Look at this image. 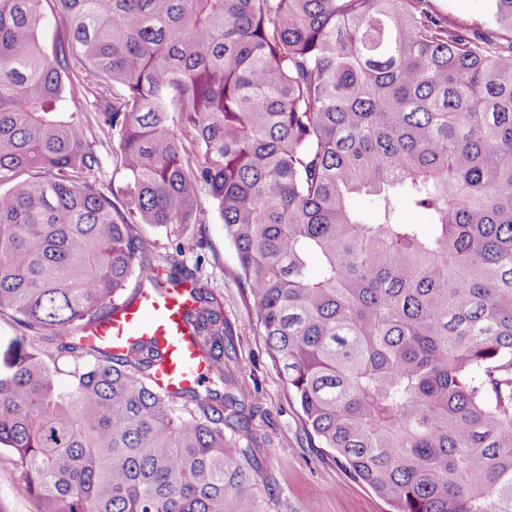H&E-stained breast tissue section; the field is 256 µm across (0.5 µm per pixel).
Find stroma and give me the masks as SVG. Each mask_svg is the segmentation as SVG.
Instances as JSON below:
<instances>
[{
  "instance_id": "stroma-1",
  "label": "stroma",
  "mask_w": 512,
  "mask_h": 512,
  "mask_svg": "<svg viewBox=\"0 0 512 512\" xmlns=\"http://www.w3.org/2000/svg\"><path fill=\"white\" fill-rule=\"evenodd\" d=\"M144 234L161 254L182 245L185 268L207 278L224 297V317L233 328L224 365L247 381L254 395L245 404L248 429L240 441L256 450L251 474L261 493V512H383V501L352 481L325 449L312 447L269 356L263 329L235 278V250L218 216L187 225L180 236L149 228ZM18 476L12 452L1 448L0 504L7 512H37L35 500L16 495Z\"/></svg>"
}]
</instances>
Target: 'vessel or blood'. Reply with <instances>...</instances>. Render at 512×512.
Listing matches in <instances>:
<instances>
[{
  "label": "vessel or blood",
  "instance_id": "obj_1",
  "mask_svg": "<svg viewBox=\"0 0 512 512\" xmlns=\"http://www.w3.org/2000/svg\"><path fill=\"white\" fill-rule=\"evenodd\" d=\"M160 278L157 271L145 275L136 299L99 323L90 336L115 354L126 352L135 341H154L162 352L154 373V382L160 389L170 393L203 389L208 367L182 318L192 304L191 287L186 283L164 284Z\"/></svg>",
  "mask_w": 512,
  "mask_h": 512
}]
</instances>
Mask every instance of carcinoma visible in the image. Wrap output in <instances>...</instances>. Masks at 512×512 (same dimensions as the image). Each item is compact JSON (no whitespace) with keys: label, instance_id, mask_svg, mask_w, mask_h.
I'll list each match as a JSON object with an SVG mask.
<instances>
[{"label":"carcinoma","instance_id":"1","mask_svg":"<svg viewBox=\"0 0 512 512\" xmlns=\"http://www.w3.org/2000/svg\"><path fill=\"white\" fill-rule=\"evenodd\" d=\"M489 2L495 37L431 0H0V446L39 512H260L224 297L134 232L209 209L318 447L388 512H512V0ZM151 270L193 285L203 395L158 389L150 342L82 336Z\"/></svg>","mask_w":512,"mask_h":512}]
</instances>
